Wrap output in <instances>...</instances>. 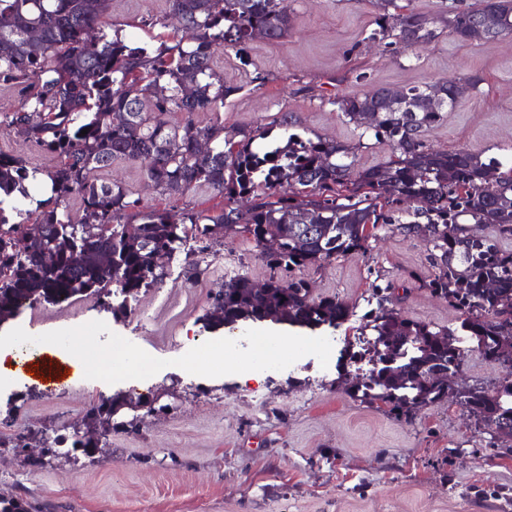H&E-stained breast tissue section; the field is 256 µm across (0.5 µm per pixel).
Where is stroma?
<instances>
[{"instance_id": "35a3bbf8", "label": "stroma", "mask_w": 512, "mask_h": 512, "mask_svg": "<svg viewBox=\"0 0 512 512\" xmlns=\"http://www.w3.org/2000/svg\"><path fill=\"white\" fill-rule=\"evenodd\" d=\"M290 6L296 22L288 38L255 41L242 57L218 52L225 81L241 87L224 103L225 126L266 125L290 112L308 137L358 145L360 129L332 98L448 78L468 91L426 132L427 144L486 158L512 149V33L465 43L446 31L424 46L387 47L369 38L378 13L372 0ZM164 9L165 0H112L109 20L146 41L151 30L133 19ZM390 154V146L372 142L359 147L356 165ZM191 260L201 273L189 281ZM165 267L163 283L128 300L125 318L114 319L94 297L77 296L24 305L0 323L2 337L54 336L97 356L89 373L57 384L29 377L13 359L0 364L12 377L0 385V431L27 433L32 447L79 426L91 404L117 393L170 407L165 414L125 411L135 427L113 429L104 451L60 457L32 474L12 449L0 450V494L23 497L30 512H512V439L478 434L455 398L407 425L349 396L342 375L356 372V362L308 351L297 365H269L246 381L251 349L235 348L233 369L214 358L233 330L205 327L211 292L236 275L259 283L270 275L253 243L231 234L206 251L177 253ZM431 271L420 240L381 232L367 256L337 259L312 275L314 295L344 298L353 319L336 329L263 322L247 330L310 342L356 339L362 315L376 306L375 285L389 279L409 288L398 304L402 315L438 328L456 325L453 308L414 285ZM128 353L143 365L115 379Z\"/></svg>"}]
</instances>
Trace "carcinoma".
<instances>
[{
	"label": "carcinoma",
	"instance_id": "cac0c4a2",
	"mask_svg": "<svg viewBox=\"0 0 512 512\" xmlns=\"http://www.w3.org/2000/svg\"><path fill=\"white\" fill-rule=\"evenodd\" d=\"M165 2L164 15L144 16L138 25L165 28L171 16L183 34L141 44L106 21L112 0H0V87L19 97L0 125L54 161L42 170L0 153V304L134 296L165 276L153 270L154 252L174 255L190 240L215 244L233 232L253 242L270 276L265 288L246 276L224 281L206 314L211 327L275 316L291 327L338 328L353 308L337 296L314 298L304 271L366 255L386 228L428 246L432 273L420 287L448 302L459 321L442 329L404 317L390 306L400 286L387 282L376 311L363 315L361 330L373 336L372 368L345 379L347 392L407 424L452 395L473 415L478 433L512 437V379L491 393L455 382L472 352L512 365V305L501 302L512 297V158L485 160L426 144L425 132L457 103L453 83L405 88L415 112L393 108L383 86L333 100L356 125L363 112L379 110L369 135L392 149L380 164L355 169L356 146L305 138L288 113L272 122L282 130L280 142L257 148L267 131L226 127L218 116L241 87L224 82L215 54L224 48L241 54L258 38L288 37L294 24L288 0ZM376 7L370 38L405 48L434 41L442 26L462 42H476L472 21L480 15L499 33L512 31V0H480L475 9L436 17L399 0H376ZM168 112H183L186 120L171 125L162 119ZM207 112L211 121L199 125L195 117ZM200 139L210 142L208 152L197 150ZM122 162L141 165L159 203L145 206L101 178ZM490 169L497 173L492 183ZM203 186L222 205L176 211L167 204ZM22 199L35 209L22 212ZM405 204L414 206L413 220L393 223ZM22 214L42 225L45 236L19 250L21 223L14 218ZM479 224L491 235L475 236ZM270 236L282 241L273 259L262 251ZM45 247L56 254L51 266L40 259ZM107 252L120 271L115 280L101 265ZM125 403L116 395L93 405L85 422L110 433L109 411Z\"/></svg>",
	"mask_w": 512,
	"mask_h": 512
}]
</instances>
